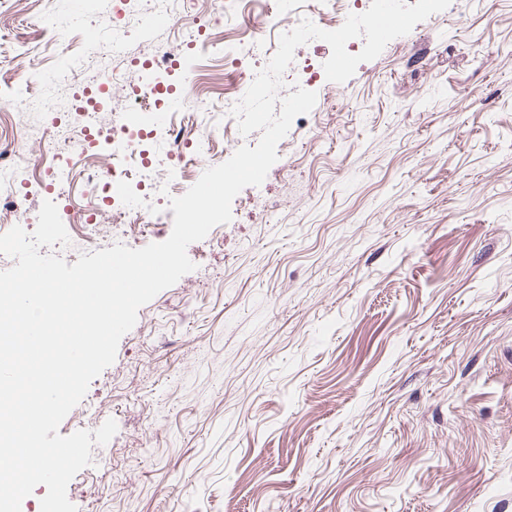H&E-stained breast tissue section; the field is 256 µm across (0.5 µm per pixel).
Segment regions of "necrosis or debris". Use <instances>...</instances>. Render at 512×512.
I'll list each match as a JSON object with an SVG mask.
<instances>
[{
    "label": "necrosis or debris",
    "instance_id": "obj_1",
    "mask_svg": "<svg viewBox=\"0 0 512 512\" xmlns=\"http://www.w3.org/2000/svg\"><path fill=\"white\" fill-rule=\"evenodd\" d=\"M126 22L112 26L109 44L116 60L106 67L99 59L96 43H86L81 67L92 73V79L104 89L127 82L129 71L124 64L125 47L132 31H144L156 19L166 20L172 27L189 29V45H197L204 30L227 28L245 13L255 0H222L217 11L205 18H185L181 11L184 0H118ZM370 0H285V6L273 18L275 26L287 32L302 20H310L319 28L344 23L346 17L358 13L360 5ZM180 68L185 83L180 102L182 120L170 121L161 129H145L134 108L105 117L101 112H79L61 130L54 146L52 170L60 186L81 184L84 205L76 220L79 244L98 241L101 228H108L112 241L133 246L159 234L169 212L159 206L158 196H172L174 176L190 170L195 162L187 149L190 136L203 119L213 124L211 138L224 136L236 127L232 115L233 101L225 99L206 103L192 88L194 66L191 61L177 63L173 54L151 56L140 72L139 85L156 87ZM103 138L107 149L93 151L90 134ZM198 143L208 150L210 140Z\"/></svg>",
    "mask_w": 512,
    "mask_h": 512
}]
</instances>
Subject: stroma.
<instances>
[{
    "label": "stroma",
    "mask_w": 512,
    "mask_h": 512,
    "mask_svg": "<svg viewBox=\"0 0 512 512\" xmlns=\"http://www.w3.org/2000/svg\"><path fill=\"white\" fill-rule=\"evenodd\" d=\"M0 0V71L38 92L104 40L112 0ZM429 42L426 51L417 50ZM206 97L241 72L204 53ZM512 0H451L346 82L314 84L250 216L142 306L59 432L118 430L69 483L78 512H512ZM90 81L21 115L29 221L53 185L57 127Z\"/></svg>",
    "instance_id": "1"
}]
</instances>
